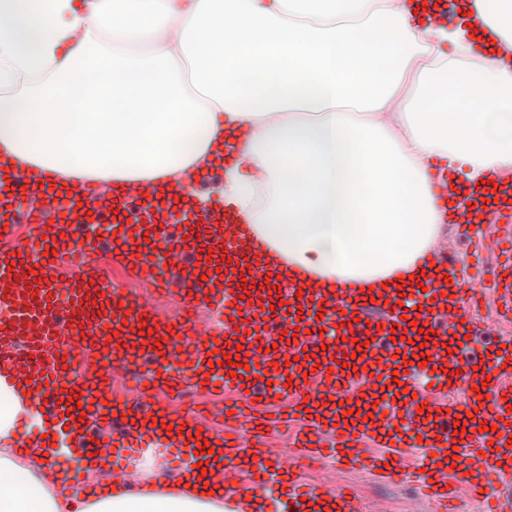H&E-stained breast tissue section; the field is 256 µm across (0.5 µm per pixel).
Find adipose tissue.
<instances>
[{
  "instance_id": "adipose-tissue-1",
  "label": "adipose tissue",
  "mask_w": 512,
  "mask_h": 512,
  "mask_svg": "<svg viewBox=\"0 0 512 512\" xmlns=\"http://www.w3.org/2000/svg\"><path fill=\"white\" fill-rule=\"evenodd\" d=\"M505 47L420 21L411 0H0V158L119 187L194 186L241 119L208 192L278 276L320 289L432 278L445 214L431 174L512 171V0H479ZM0 371V512H224L219 470L148 449L139 481L86 449L17 444L37 418ZM88 485L60 497L72 467Z\"/></svg>"
}]
</instances>
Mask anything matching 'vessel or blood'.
<instances>
[{
  "mask_svg": "<svg viewBox=\"0 0 512 512\" xmlns=\"http://www.w3.org/2000/svg\"><path fill=\"white\" fill-rule=\"evenodd\" d=\"M23 174L0 161V205L9 204L8 216H0V345L25 336L20 349L0 348V368L31 378L32 400L65 439H77L80 446H95L112 456L115 464L130 462L145 441L133 434L136 421L157 420L158 424L183 427L185 434L169 448L174 460L193 455L200 439L224 451V475L235 474L241 462L253 472L249 485L234 489L235 499L265 489L269 473L280 476L279 485L293 502V512H306L309 505L326 512H359L347 486L322 475L318 482L306 480L304 460L327 458L355 470L381 472L389 483H413L431 498L437 512H448L449 504L478 500L484 512H512V392L501 384L502 368L512 359V343L500 353L484 357L482 364L465 359L458 382L448 385L456 392L466 384V397L451 406L412 396L408 389L420 367L409 364L416 353L439 359L446 342L469 350L490 335L488 323L475 318L473 308L491 299L503 316L512 315V175L496 172L491 183L452 188L444 184L442 196L453 191L466 195L471 212L453 213L450 221L460 234L473 237L476 217L500 224L503 231L494 259L477 262V271L466 277H452L448 284L427 280V290L415 303L399 306L400 289H392L389 300L364 299L361 289L341 288L335 307L322 303L321 292L305 288L303 276L289 278L287 289L279 279L268 278L264 261L246 242L233 238L236 219L217 205L197 214L179 207L175 192L165 193L168 213H180L179 223L157 225L149 253L127 250L128 225L113 222L115 210L134 205L138 215L153 212L157 203L139 197L136 187L117 188L115 196L104 195L93 185L73 186L62 176L42 181L30 196L40 206L30 215L25 241L14 239L13 229L22 215L20 200L12 199L6 186L19 183ZM88 204L99 225L88 233L76 217L79 204ZM226 251L223 279H202L199 258L210 251ZM124 261L136 270L156 268L161 284L177 289L182 298L179 314L161 316L147 304L122 298L117 292L96 289L101 274L102 252ZM32 255L35 269L19 264L18 256ZM255 281V289L242 288L243 280ZM213 304L226 313L224 330L201 324L193 312ZM349 320L353 335L364 342L360 357L352 346L339 342L325 357H313L320 338L315 331L323 322ZM266 328L268 335L296 333V343L256 356L246 371L245 385L252 394L274 397L284 379L299 384V397L309 411L304 420L300 444L280 454L268 448L263 429L243 407L226 416L224 429L213 432L202 423L203 412L194 400L185 409L174 410L162 400L163 389L197 390L198 369H209V384L224 388L233 379L228 368L215 366L214 351L236 347L240 325ZM122 330L136 338L133 352L106 350V328ZM432 339H425V332ZM104 360L107 371L131 375L142 359L149 357L158 374L146 384H135L129 395L116 397L99 376H77V365L90 356ZM315 370L322 377L320 388L303 385V373ZM360 378L368 383L364 392H352V403L373 407L372 422L354 424L345 420L340 402L344 382ZM386 388L385 400H378L379 388ZM81 403H95L81 434L67 430L72 416L68 397ZM329 402L328 413L318 405ZM378 441L383 452L367 455V440ZM418 455L420 470L405 467L407 456Z\"/></svg>",
  "mask_w": 512,
  "mask_h": 512,
  "instance_id": "b4317fda",
  "label": "vessel or blood"
}]
</instances>
